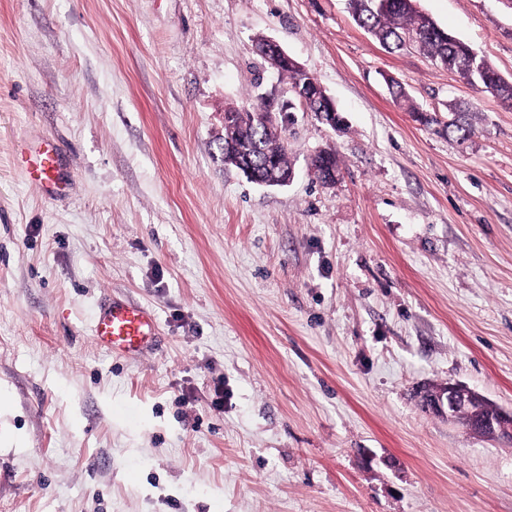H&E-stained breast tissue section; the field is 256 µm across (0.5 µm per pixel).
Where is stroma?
Here are the masks:
<instances>
[{
  "label": "stroma",
  "mask_w": 512,
  "mask_h": 512,
  "mask_svg": "<svg viewBox=\"0 0 512 512\" xmlns=\"http://www.w3.org/2000/svg\"><path fill=\"white\" fill-rule=\"evenodd\" d=\"M416 5L512 80L505 0ZM261 37L344 117L278 115L285 187L222 161L290 97ZM456 101L462 144L415 114ZM47 139L63 196L16 163ZM107 299L158 345L100 348ZM451 381L512 411V107L348 0H0V512H512V444L419 405Z\"/></svg>",
  "instance_id": "stroma-1"
}]
</instances>
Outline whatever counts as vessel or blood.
Here are the masks:
<instances>
[{"label":"vessel or blood","instance_id":"obj_1","mask_svg":"<svg viewBox=\"0 0 512 512\" xmlns=\"http://www.w3.org/2000/svg\"><path fill=\"white\" fill-rule=\"evenodd\" d=\"M18 164L46 193L62 194L67 183L59 173L60 153L55 142H43L33 150L18 153ZM155 315L144 307L109 300L104 303L92 327V336L102 348L115 355L135 356L157 339Z\"/></svg>","mask_w":512,"mask_h":512}]
</instances>
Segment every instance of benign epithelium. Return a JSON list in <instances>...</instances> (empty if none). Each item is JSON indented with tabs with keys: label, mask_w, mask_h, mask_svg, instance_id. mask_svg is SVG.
Segmentation results:
<instances>
[{
	"label": "benign epithelium",
	"mask_w": 512,
	"mask_h": 512,
	"mask_svg": "<svg viewBox=\"0 0 512 512\" xmlns=\"http://www.w3.org/2000/svg\"><path fill=\"white\" fill-rule=\"evenodd\" d=\"M258 51L273 68L287 53L273 40L266 38L258 44ZM423 407L448 421L470 417L466 430L469 434L490 441L512 442V412H505L481 394L457 382L420 392Z\"/></svg>",
	"instance_id": "7a95c632"
}]
</instances>
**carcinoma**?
Wrapping results in <instances>:
<instances>
[{
	"label": "carcinoma",
	"mask_w": 512,
	"mask_h": 512,
	"mask_svg": "<svg viewBox=\"0 0 512 512\" xmlns=\"http://www.w3.org/2000/svg\"><path fill=\"white\" fill-rule=\"evenodd\" d=\"M353 16L358 25L372 34L383 46L393 49L405 47V37L416 36L413 46L434 63L455 71L474 87H479L501 102L512 107V81L502 77L487 63L475 65L471 71H462L460 64L473 57L475 51L465 41L450 35L430 17L413 6V0H349ZM305 101L312 112H332L330 100L317 81L305 84ZM448 136L460 142L472 133L470 111L456 110L449 113L445 125ZM224 165L240 171H250L254 183L269 178L268 155L278 157L282 174L290 172L288 148L285 139L268 125L260 122L252 112H232L224 121ZM330 166L322 162L321 154L312 158V169L321 183L328 179L329 167L339 169L338 158L328 152Z\"/></svg>",
	"instance_id": "obj_1"
}]
</instances>
